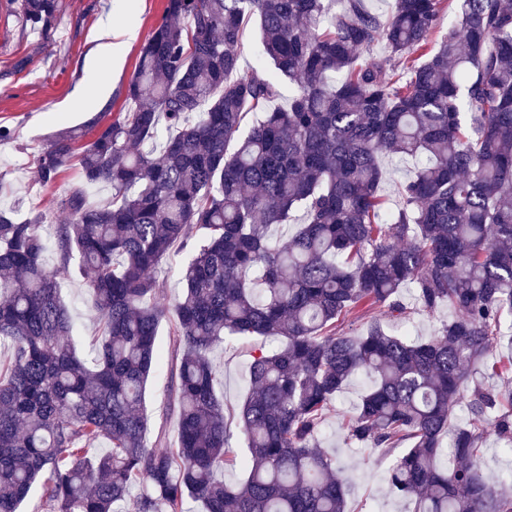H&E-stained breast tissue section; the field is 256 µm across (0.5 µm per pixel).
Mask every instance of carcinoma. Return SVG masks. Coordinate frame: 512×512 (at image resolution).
Segmentation results:
<instances>
[{"label":"carcinoma","mask_w":512,"mask_h":512,"mask_svg":"<svg viewBox=\"0 0 512 512\" xmlns=\"http://www.w3.org/2000/svg\"><path fill=\"white\" fill-rule=\"evenodd\" d=\"M10 2L23 24L55 28L60 0ZM342 2L328 18L326 0H167L130 109L90 140L56 134L36 158L42 183L71 165L85 183L54 201L67 220L52 245L46 212L0 209V512L35 489L48 512H122L137 485L138 512H191V500L203 512H346L344 467L318 439L359 373L372 384L345 441L391 457L389 484L412 512H512V477L483 471L481 426L494 418L512 447V389L476 378L512 336V0H459L438 45L444 0H395L387 15ZM249 18L296 84L285 107L271 106L278 81L264 67L240 66ZM380 41L388 55H370ZM383 148L420 161L394 187L395 213ZM94 185L111 199L90 202ZM296 209L295 234L274 236ZM176 244L192 255L166 305L157 273ZM84 272L103 333L88 361L60 296V280ZM407 287L423 310L454 313L428 340L374 318L336 332L362 308L406 316ZM164 321L173 443L148 438L145 406ZM249 336L280 346L252 356L235 435L210 352ZM235 437L244 477L229 486L216 474Z\"/></svg>","instance_id":"obj_1"}]
</instances>
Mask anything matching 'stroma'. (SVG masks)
Returning <instances> with one entry per match:
<instances>
[{
    "label": "stroma",
    "instance_id": "stroma-1",
    "mask_svg": "<svg viewBox=\"0 0 512 512\" xmlns=\"http://www.w3.org/2000/svg\"><path fill=\"white\" fill-rule=\"evenodd\" d=\"M61 12L50 35L22 25L9 0H0V126L9 138L0 141V205L26 213L28 207L51 206L69 189L81 185L78 167L64 169L55 182L42 184L34 160L41 148L61 130L82 127L90 132L126 110L125 89L135 72L139 51L163 15L166 0H60ZM135 28L134 39L118 43L111 59L98 57V35L104 23ZM108 69L112 79L103 89L108 102L98 107L86 96L89 66ZM61 298L73 317L72 342L85 355L100 341L98 323L89 307L85 280L67 277L60 283ZM371 316L382 319L390 332L410 333L425 341L451 319L448 309L429 313L414 308L407 317L386 316L376 307ZM276 340L256 337L228 339L211 357L220 371L218 392L225 416L235 420L248 390L246 374L255 348H275ZM370 382L362 375L349 379L326 414L322 448L345 465L349 477L350 512H411V504L393 495L387 481L386 461L347 445L343 421L353 412Z\"/></svg>",
    "mask_w": 512,
    "mask_h": 512
}]
</instances>
